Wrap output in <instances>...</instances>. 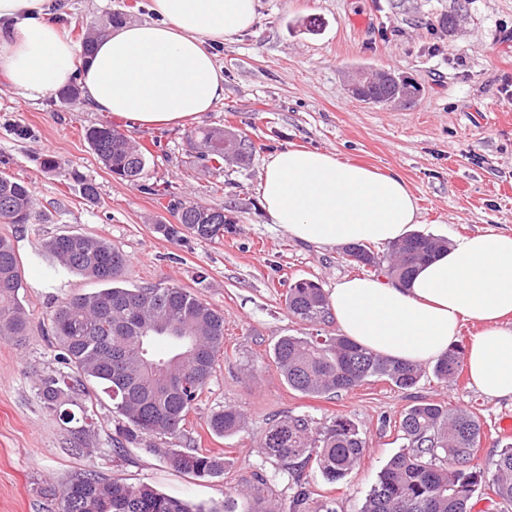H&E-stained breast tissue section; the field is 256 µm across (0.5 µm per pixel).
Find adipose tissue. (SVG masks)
<instances>
[{
	"label": "adipose tissue",
	"instance_id": "1",
	"mask_svg": "<svg viewBox=\"0 0 512 512\" xmlns=\"http://www.w3.org/2000/svg\"><path fill=\"white\" fill-rule=\"evenodd\" d=\"M256 0H150V21L127 22L98 41L83 69L51 0H0V76L27 98L79 75L96 112L141 126L179 125L224 96L214 46L249 30ZM269 216L293 238L322 245L390 243L418 222L416 198L396 174L290 147L261 176ZM339 333L373 353L425 364L478 324L464 365L490 399L512 400V231L453 240L407 282L361 277L327 297Z\"/></svg>",
	"mask_w": 512,
	"mask_h": 512
}]
</instances>
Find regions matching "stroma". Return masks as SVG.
<instances>
[{
	"mask_svg": "<svg viewBox=\"0 0 512 512\" xmlns=\"http://www.w3.org/2000/svg\"><path fill=\"white\" fill-rule=\"evenodd\" d=\"M60 25L80 42L76 22L113 12L148 20V0H60ZM458 14L455 31L440 18ZM224 71V98L210 112L179 126L140 127L92 111L84 98L57 95L33 101L0 80V173L30 183L39 224H0L21 261L22 294L31 312L24 343L0 339V512H46L45 488H62L75 474L94 471L124 484L147 483L204 512H222L238 496L240 512L252 501L239 492L257 475L268 478L265 496L279 506L297 483L309 492L307 512H360L380 470L402 449L399 421L419 401L473 412L482 425L475 462L490 467L508 440L499 421L512 416L511 400H491L467 374L437 379L424 364L416 387L401 390L372 379L349 391L311 396L288 387L270 356L278 338L311 332L288 314L289 283L309 279L331 292L337 282L362 276L342 246L290 237L273 224L260 192L268 157L287 147L327 150L339 158L395 173L418 200L416 229L441 239L512 230V0H258L254 26L216 50ZM388 71L419 91L410 104H366L346 88L352 69ZM112 124L150 154L144 182H169L184 200L223 210V238L168 242L154 232L172 217L136 186L118 179L94 155L85 129ZM224 126L248 136L256 150L248 163L201 167L190 152L191 130ZM56 155L96 184L97 201L78 183L45 171L43 155ZM107 239L129 258L122 278L144 286L166 280L197 292L224 315V351L189 413L179 445L223 456L224 472L198 478L171 469L143 442L112 440L122 419L100 389L83 400L95 422L91 453L73 452L76 424L43 408L40 375L59 368L50 316L63 299L98 291L99 281L61 269L44 244L65 233ZM231 406L246 418L243 431L218 437L213 411ZM290 414L323 422L350 418L366 443L356 469L332 483L306 470L294 479L265 455L259 440Z\"/></svg>",
	"mask_w": 512,
	"mask_h": 512,
	"instance_id": "stroma-1",
	"label": "stroma"
}]
</instances>
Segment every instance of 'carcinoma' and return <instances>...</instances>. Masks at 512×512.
<instances>
[{"instance_id": "1", "label": "carcinoma", "mask_w": 512, "mask_h": 512, "mask_svg": "<svg viewBox=\"0 0 512 512\" xmlns=\"http://www.w3.org/2000/svg\"><path fill=\"white\" fill-rule=\"evenodd\" d=\"M122 24L111 15L82 33L88 56L107 30ZM397 88L394 79L364 90V100L386 101ZM86 138L99 161L119 179L139 186L145 194L168 199L167 209L178 215L177 224H157L155 231L179 244L192 236L215 240L224 235V210L181 200L166 182L143 183L148 156L132 137L110 125L92 126ZM197 162L204 167L224 165L229 151L241 163L250 160L254 146L248 139L222 127L201 128L186 136ZM48 172L70 177L82 185L89 201L98 195L94 183L66 169L51 154L42 159ZM39 220L36 199L28 183L0 175V223L32 224ZM448 242L412 233L381 256L364 244L345 247V254L373 274L407 280L416 267L435 257ZM46 251L70 272L93 277L104 284L96 292L61 301L51 317V335L60 345V363L67 372L39 379L43 407L70 424V407L99 387L124 419L115 449L122 441L145 440L162 452L176 471L197 477L224 472V457L169 447L183 433L188 413L210 380L217 353L224 346V316L199 294L176 284L160 282L130 288L120 280L127 256L102 237L66 233L45 243ZM22 274L9 239L0 237V337L21 341L29 334L30 312L20 297ZM289 314L313 326L332 319L322 288L306 279L289 284L284 299ZM464 350L457 344L434 366L437 378L455 380ZM273 362L288 387L305 395L347 391L378 378L407 390L421 378V367L394 361L356 345L335 333L282 336L273 346ZM211 430L229 436L245 429L242 413L226 407L211 414ZM403 449L381 470L360 512H472L477 488L489 484L502 505H512V446L492 462L491 479L473 463L482 428L477 416L460 407L420 402L401 416ZM95 436L93 424L77 431L76 453L88 451ZM264 453L282 469L301 477L313 465L330 482L346 478L361 461L365 441L347 417L323 423L310 415H288L261 436ZM308 490L296 484L288 512H305ZM57 512H202L187 502L159 492L148 484L128 485L106 480L93 471L77 475L57 497Z\"/></svg>"}]
</instances>
